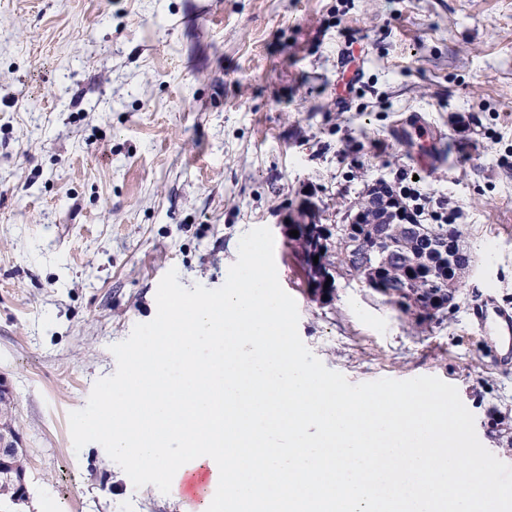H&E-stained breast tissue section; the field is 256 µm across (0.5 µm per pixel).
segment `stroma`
<instances>
[{
    "label": "stroma",
    "instance_id": "obj_1",
    "mask_svg": "<svg viewBox=\"0 0 512 512\" xmlns=\"http://www.w3.org/2000/svg\"><path fill=\"white\" fill-rule=\"evenodd\" d=\"M445 138L420 169L390 130ZM419 175L473 256L417 324L359 280L312 295L287 222L346 223L366 189ZM269 228L298 333L350 383L435 376L512 465V360L472 324L512 309V0H0V377L28 498L0 512H182L134 487L68 415L157 312L162 277L221 287ZM413 135L420 139H426L433 160L440 150V144L437 137L434 135L432 127L420 112L409 113L400 124L396 125L391 130L390 133V136L393 139L399 141L405 140Z\"/></svg>",
    "mask_w": 512,
    "mask_h": 512
}]
</instances>
